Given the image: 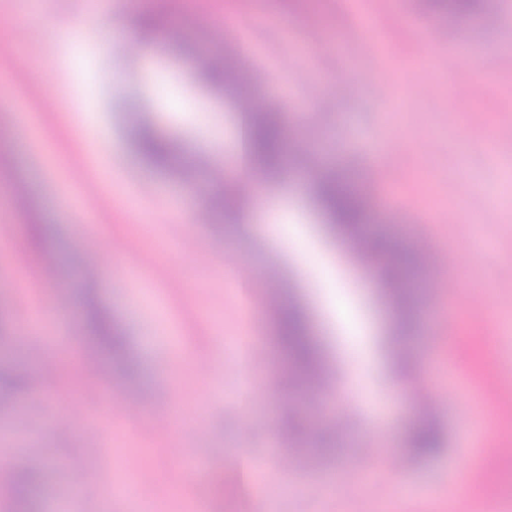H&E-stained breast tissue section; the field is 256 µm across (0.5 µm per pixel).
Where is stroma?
Instances as JSON below:
<instances>
[{"label":"stroma","mask_w":512,"mask_h":512,"mask_svg":"<svg viewBox=\"0 0 512 512\" xmlns=\"http://www.w3.org/2000/svg\"><path fill=\"white\" fill-rule=\"evenodd\" d=\"M141 4L175 22L167 38L141 42L128 11L91 25L93 0H0V97L13 99L0 108V314L11 328L0 364L35 374L0 412V449H15V467L39 469L34 512H107L115 494L126 512H512V410L484 395L488 381L512 385V277L502 272L512 264V136L500 131L512 121V0H487L467 17L423 0H363L368 27L349 0H250L246 15L239 0ZM230 20L250 46V91L287 113L288 133L306 149L293 156V178L264 181L270 205L244 244L211 210L232 180L236 104L195 82L199 61L188 50L199 27ZM463 26L474 29L472 45L447 66L441 43ZM371 38L383 53L363 54ZM473 83L480 94H463ZM144 124L176 145L178 167L144 165L133 146ZM375 144L391 147L387 162L376 163ZM322 164L361 185L371 233L394 241L395 225H409L430 257L448 263L449 286L426 290L403 340L373 264L332 236L312 205L307 169ZM395 186L393 205L386 193ZM16 196L24 210L13 208ZM202 211L209 222L195 223ZM450 211L454 223H442ZM37 220L54 224L60 256L83 251L84 228L97 227L101 269L90 287L124 336L131 372L87 370L81 310L61 275L28 284L27 226ZM116 239L131 246L114 257ZM235 256L305 309L326 367L322 400L261 391L288 362L262 292L244 316L225 273ZM476 295L489 308L477 337L468 322ZM36 309L45 320L38 342L25 331ZM447 316L456 325L441 340L435 324ZM247 336L263 337L266 355H250ZM428 384L442 397L433 411L441 449L413 456L414 392ZM115 386L135 390L143 410L108 430L101 418ZM159 414L167 429H153ZM287 417L306 422L309 444L336 432L338 454L296 456L281 472L288 443L278 426ZM479 428L484 443L500 446L482 459L469 453ZM243 448L263 468L255 494L234 470ZM368 448L397 457L403 474L393 480L372 463L369 482L348 489L346 464ZM76 456L93 496L69 482ZM140 469L163 495L140 490ZM488 471L497 492L484 483ZM404 483L414 495L400 494Z\"/></svg>","instance_id":"35a3bbf8"}]
</instances>
